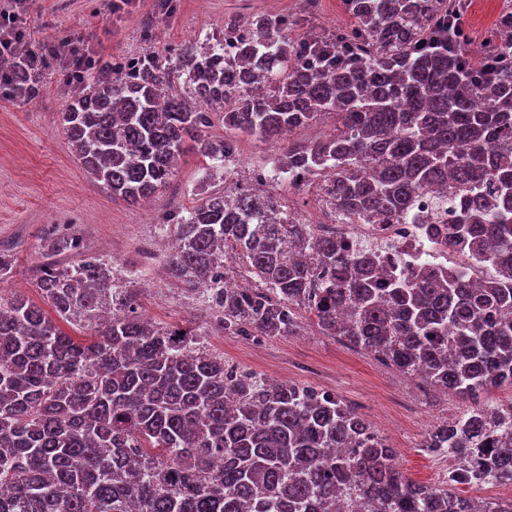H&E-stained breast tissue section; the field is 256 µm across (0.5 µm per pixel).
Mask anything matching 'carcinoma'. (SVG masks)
<instances>
[{
    "label": "carcinoma",
    "instance_id": "carcinoma-1",
    "mask_svg": "<svg viewBox=\"0 0 512 512\" xmlns=\"http://www.w3.org/2000/svg\"><path fill=\"white\" fill-rule=\"evenodd\" d=\"M353 25L291 36L288 18L259 15L224 57V37L99 64L73 87L60 128L85 170L126 202L174 174L187 141L224 167L233 136L278 141L323 117L325 139L288 141L274 177L307 171L312 189L362 224H404L412 195L446 187L463 214L448 244L492 269L379 271L373 257L283 220L248 188L202 191L169 215L168 276L187 293L213 270L240 267L254 286L214 289L226 334L289 336L295 310L323 334L380 357L472 406L422 447L457 461L440 485L412 483L392 448L353 409L310 386L271 383L224 364L198 331L151 325L135 290L113 296L112 263L94 254L43 263L42 296L68 336L21 294L0 307V512H336L357 489L370 512H512L453 486L512 484V411L477 401L512 385V12L496 37L433 47L448 0H344ZM34 50L14 47L16 97L37 96ZM183 96L164 95L178 80ZM219 118L225 135L207 129ZM499 145L492 156L482 144ZM78 248L61 234L48 255Z\"/></svg>",
    "mask_w": 512,
    "mask_h": 512
}]
</instances>
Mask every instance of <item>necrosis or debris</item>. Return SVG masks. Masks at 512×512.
Masks as SVG:
<instances>
[{"mask_svg":"<svg viewBox=\"0 0 512 512\" xmlns=\"http://www.w3.org/2000/svg\"><path fill=\"white\" fill-rule=\"evenodd\" d=\"M413 221L409 224H350L329 202L317 212L302 216L313 232L336 237L355 251L370 250L401 270L438 267L448 271L480 272V258L448 244L447 223L451 218L448 193L442 189L417 192L413 196Z\"/></svg>","mask_w":512,"mask_h":512,"instance_id":"necrosis-or-debris-1","label":"necrosis or debris"}]
</instances>
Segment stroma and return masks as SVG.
Masks as SVG:
<instances>
[{
	"instance_id": "stroma-1",
	"label": "stroma",
	"mask_w": 512,
	"mask_h": 512,
	"mask_svg": "<svg viewBox=\"0 0 512 512\" xmlns=\"http://www.w3.org/2000/svg\"><path fill=\"white\" fill-rule=\"evenodd\" d=\"M173 16L159 15L156 0H133L128 11L110 14L101 0H29L25 42L72 35L117 58L151 50L164 55L176 46H203L221 35L224 18L251 19L260 14H303L306 0H175ZM43 93L18 100L0 86V244L12 247V274L0 283V302L18 293L41 303L37 269L41 240L49 232L75 236L76 250L59 255L60 265L83 258L90 244L115 261L120 279H132L139 311L153 322L183 328L206 327L209 349L225 363L267 378L305 384L334 394L356 410L388 444L411 481L439 483L447 467L423 449L437 425L460 416L470 403L451 393L426 392L364 351L322 335L306 312H299L295 335L272 340L225 335L199 296L184 295L159 269L169 240L160 226L173 209L191 208L205 188L220 191L223 181L208 182L207 164L185 149L169 182L150 199L131 205L112 197L89 177L59 132V116L68 100L56 68L43 71Z\"/></svg>"
}]
</instances>
